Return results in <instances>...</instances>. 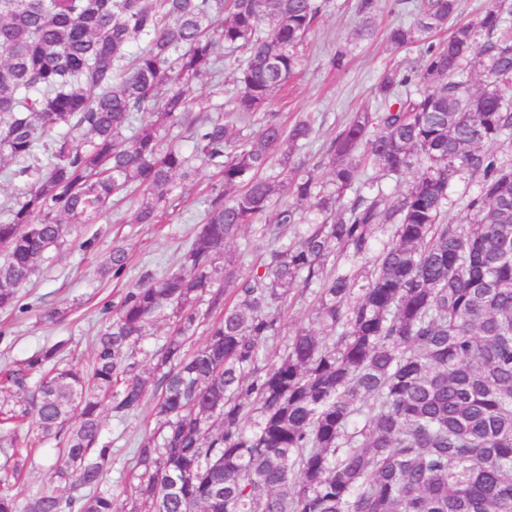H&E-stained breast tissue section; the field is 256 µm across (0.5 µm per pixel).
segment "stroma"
Here are the masks:
<instances>
[{
  "instance_id": "1",
  "label": "stroma",
  "mask_w": 512,
  "mask_h": 512,
  "mask_svg": "<svg viewBox=\"0 0 512 512\" xmlns=\"http://www.w3.org/2000/svg\"><path fill=\"white\" fill-rule=\"evenodd\" d=\"M355 0H332L318 25L309 34L297 76L289 84L288 98L275 101L271 109L288 117L314 114L316 138L313 150H320L334 137L338 126L371 101L374 88L389 67L408 64L417 58L418 48L396 51L386 40L389 28L408 22L409 17L396 0H383L375 20V32L358 38L359 17ZM352 49L347 67L332 72L330 54L337 45ZM211 179L210 170H202L196 181L182 184L184 205L165 216L160 224H134L130 218L133 202L94 224L83 225L77 239L52 252L23 289L28 309L0 311V369L26 359L42 348L67 342L80 366L90 369L94 350L92 338L101 324L99 308L104 301L119 300L125 288L137 281L145 269L162 273L175 269L186 249L194 225L201 219L205 204L204 188ZM97 237L93 249L80 247V240ZM123 244L129 259L121 279L100 276L114 244ZM69 308V316L60 323L45 319V311ZM154 398H146L141 409L124 419L106 417L104 440L112 444V464L107 468L103 490L122 498L135 474L136 439L154 424Z\"/></svg>"
}]
</instances>
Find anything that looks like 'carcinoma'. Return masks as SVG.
Listing matches in <instances>:
<instances>
[{"label": "carcinoma", "instance_id": "1", "mask_svg": "<svg viewBox=\"0 0 512 512\" xmlns=\"http://www.w3.org/2000/svg\"><path fill=\"white\" fill-rule=\"evenodd\" d=\"M329 3L0 0V162L30 178L0 203V309L114 199L136 195L132 223L159 224L181 182L215 177L180 267L103 305L90 375L58 342L0 377V512H19L49 438L63 454L24 512H512V26L487 0L435 45L460 0H401L412 22L387 40L420 44L418 60L308 157L314 119L267 108ZM380 8L357 0L359 37ZM349 53L336 46L331 69ZM226 64L236 89L215 105L195 82ZM174 127L190 151L165 139ZM373 170L414 176L387 196ZM466 177L467 223H447ZM245 229L266 246L252 265L227 250ZM127 260L113 246L103 273ZM298 302L317 328L285 338ZM149 394L156 423L118 504L100 490L103 413ZM478 191V185L475 181L457 179L452 183L449 190L451 203L448 205L447 217L449 221H458L463 219L465 212L462 211V199L465 195H471ZM58 448V441L51 439L44 445V448H42L39 453L32 456L33 462H28L19 487V490H22L19 495L21 507H23L26 496L30 492L51 479L53 472L50 471L49 467L58 455Z\"/></svg>", "mask_w": 512, "mask_h": 512}]
</instances>
